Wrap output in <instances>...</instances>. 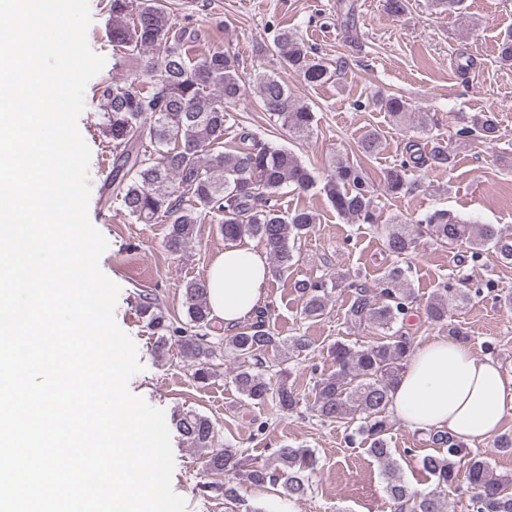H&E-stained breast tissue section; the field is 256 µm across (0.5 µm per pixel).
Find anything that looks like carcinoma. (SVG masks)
<instances>
[{"instance_id":"1","label":"carcinoma","mask_w":512,"mask_h":512,"mask_svg":"<svg viewBox=\"0 0 512 512\" xmlns=\"http://www.w3.org/2000/svg\"><path fill=\"white\" fill-rule=\"evenodd\" d=\"M107 8L112 14V47L123 57H136L147 48L159 50L142 68L143 79L103 83L95 89L101 128L112 143V197L141 224H167L164 246L174 256L181 255L194 237L200 216L212 214L218 217V231L225 243L235 244L245 236L258 238L265 243L278 271H287L293 265L297 243L311 234L318 216L305 206L284 213L275 198L287 186L306 191L317 181L292 151L266 142L250 130L240 131L235 142L224 143L231 118L229 107L243 95L236 57L220 48L197 57L196 31L189 26H173L165 0H108ZM272 54L283 74H255L258 105L289 137L308 138L317 123L316 113L295 99L284 75L294 74L315 87L331 80L335 70L286 28L277 30ZM374 105L398 124L413 115L410 103L401 96H378ZM498 133L496 116L486 112L457 135L492 142ZM146 142L152 144V151L143 149ZM379 143L378 132L368 131L360 138L359 150L371 156ZM453 159L452 150L440 140L428 150L412 143L406 155L385 171L384 191L388 195L402 193L411 168L447 167ZM320 192L340 217L358 224L378 223L374 184L365 169L348 159L332 158L330 174ZM186 200L191 205H184ZM423 236L436 244L465 249L474 262L491 253L500 264L512 265V229L474 224L445 209L427 213L414 227L386 225L385 244L395 262L374 288L356 280L344 284L353 289L346 322L371 329L374 337L362 349L343 342L331 348L336 371L315 381L312 409L325 422L355 425L354 435L368 444L367 452L383 467L385 492L395 512H447L442 489L462 479L473 492L472 512H512V477L493 474L483 456L444 432L431 434L442 452L421 459L422 469L436 479L434 491H410L393 458L388 439L393 427L391 392L415 351L413 337L402 331L413 303L408 260ZM331 282V276L295 282V290L305 299L307 317L324 314ZM485 289L492 287L488 284L472 290L463 284L445 286L428 305L427 319L447 327L449 338L460 340L465 333L448 320L449 306L478 297ZM184 294L186 321L178 326L148 296L140 298V314L158 335L159 348L172 341L185 357L197 362L192 376L203 383L212 374L207 363L211 345L208 336L201 333L212 322L205 281L186 283ZM278 344L279 338L260 310L249 327L225 338V351L237 363L232 381L243 396L256 405L270 403L278 412L289 414L299 406L297 393L285 382L272 383L260 370V355L278 348ZM176 426L194 447L209 449L205 468L210 475L236 473L238 450L227 444L218 447L209 419L187 411L179 415ZM316 467L317 460L309 449L286 446L279 449L274 461L253 465L244 476L255 487L278 486L282 494L298 500L310 490Z\"/></svg>"}]
</instances>
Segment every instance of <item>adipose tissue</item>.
<instances>
[{"label":"adipose tissue","instance_id":"1","mask_svg":"<svg viewBox=\"0 0 512 512\" xmlns=\"http://www.w3.org/2000/svg\"><path fill=\"white\" fill-rule=\"evenodd\" d=\"M268 280L264 255L225 248L205 278L212 317L229 327L250 319L266 297ZM390 409L409 428L442 430L472 446L497 434L512 414V376L465 343L436 338L413 353Z\"/></svg>","mask_w":512,"mask_h":512}]
</instances>
